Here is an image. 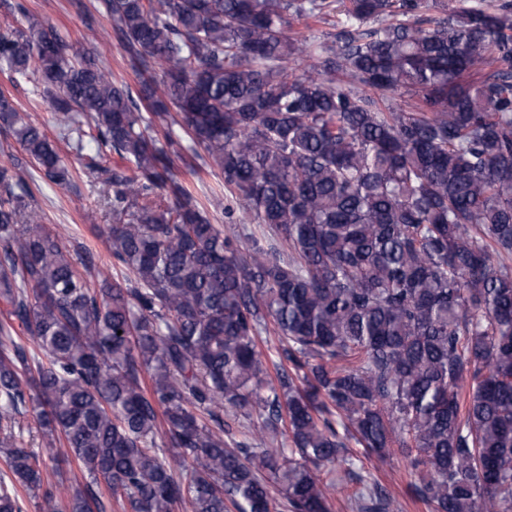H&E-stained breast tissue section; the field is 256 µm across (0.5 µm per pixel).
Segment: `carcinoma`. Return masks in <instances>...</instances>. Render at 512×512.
Listing matches in <instances>:
<instances>
[{
  "label": "carcinoma",
  "instance_id": "carcinoma-1",
  "mask_svg": "<svg viewBox=\"0 0 512 512\" xmlns=\"http://www.w3.org/2000/svg\"><path fill=\"white\" fill-rule=\"evenodd\" d=\"M140 76L39 20L0 68L39 74L103 189L129 275L93 282L0 164V512H353L393 500L354 441L434 512H512V0H100ZM336 17V38L289 33ZM411 104L396 109L392 96ZM176 115H171V111ZM167 124L163 138L155 123ZM0 129L60 190L57 147L0 95ZM117 155L98 162L102 149ZM231 194L224 233L172 172ZM265 225L263 241L246 232ZM31 336L36 359L12 335ZM276 356L259 348L268 325ZM87 482L60 506L16 416ZM244 436L236 440L235 433ZM164 435L167 448L158 447Z\"/></svg>",
  "mask_w": 512,
  "mask_h": 512
}]
</instances>
